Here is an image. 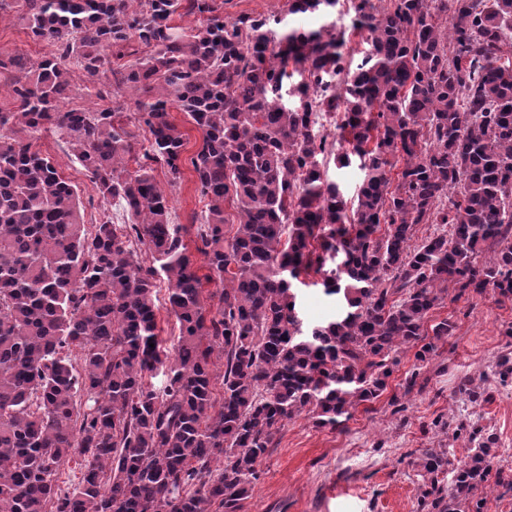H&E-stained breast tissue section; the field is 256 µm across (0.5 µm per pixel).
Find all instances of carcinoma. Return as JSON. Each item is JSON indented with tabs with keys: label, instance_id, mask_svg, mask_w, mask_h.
<instances>
[{
	"label": "carcinoma",
	"instance_id": "carcinoma-1",
	"mask_svg": "<svg viewBox=\"0 0 512 512\" xmlns=\"http://www.w3.org/2000/svg\"><path fill=\"white\" fill-rule=\"evenodd\" d=\"M342 1L367 31L356 66L342 33L284 30L276 15L229 21L215 0H13L56 52L35 63L0 52V69L17 72L0 110V512H243L285 422L335 428L377 401L400 352L425 363L453 335L448 318L427 326L445 299L491 289L512 301V0H288V13ZM181 8L201 26L174 24ZM133 41L150 53L118 71V88L139 93L141 154L117 110L63 107L70 60L92 78ZM290 66L302 80L287 91ZM173 106L201 135L190 164L206 200L203 275L153 175L157 164L180 178ZM47 129L128 223H84L77 188L33 149ZM327 156L366 171L350 205L321 170ZM422 224L442 233L416 243ZM315 241L343 253L324 287L348 311L303 336L292 287L322 270ZM159 275L178 324L170 362ZM495 368L512 380V352ZM419 376L390 397L394 412L423 390ZM456 393L490 400L470 375ZM468 441L456 464L448 448L417 457L419 512H482L487 492L512 491L496 434L474 428ZM77 448L81 479L61 493Z\"/></svg>",
	"mask_w": 512,
	"mask_h": 512
}]
</instances>
